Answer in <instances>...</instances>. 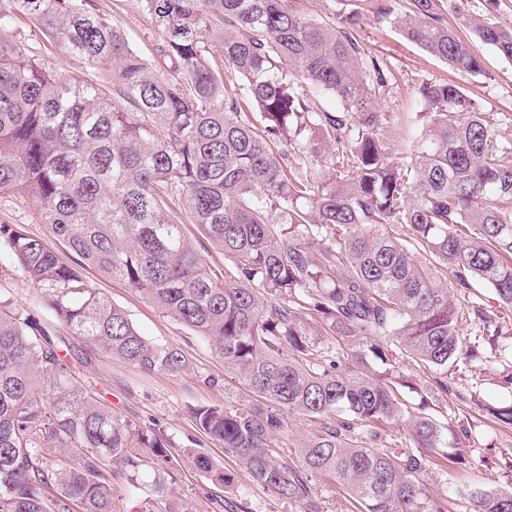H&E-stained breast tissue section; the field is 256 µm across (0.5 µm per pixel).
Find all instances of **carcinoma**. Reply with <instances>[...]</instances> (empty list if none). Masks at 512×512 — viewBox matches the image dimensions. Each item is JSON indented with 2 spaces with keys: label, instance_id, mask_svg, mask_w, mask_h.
I'll return each instance as SVG.
<instances>
[{
  "label": "carcinoma",
  "instance_id": "cac0c4a2",
  "mask_svg": "<svg viewBox=\"0 0 512 512\" xmlns=\"http://www.w3.org/2000/svg\"><path fill=\"white\" fill-rule=\"evenodd\" d=\"M141 3L161 31L154 62L87 0H0V194L28 200L74 263L22 224H0V251L70 335L143 373L177 376L191 361L143 336L83 270L207 344L254 403L198 404L190 418L300 512H322V483L343 488L351 512H454L428 481L470 468L448 440L474 424L442 421L430 401L512 427V403L478 400L481 380L467 397L454 387L491 356L512 384V129L460 86L425 83V146L395 157L374 107L394 75L354 36L358 10L326 23L293 0ZM409 4L382 0L376 17L453 70L482 72L435 0ZM19 14L111 84L53 73L7 34ZM460 21L512 60V27ZM217 50L253 111L227 97ZM318 92L341 108H320ZM203 238L228 267L207 262ZM69 353L0 298V512H120L116 475L150 488L152 512H193L169 491L175 443L112 410ZM291 414L313 429L287 448ZM184 453L213 486H233L208 454ZM464 499L512 512V484Z\"/></svg>",
  "mask_w": 512,
  "mask_h": 512
}]
</instances>
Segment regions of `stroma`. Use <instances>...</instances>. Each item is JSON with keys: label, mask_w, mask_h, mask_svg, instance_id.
Wrapping results in <instances>:
<instances>
[{"label": "stroma", "mask_w": 512, "mask_h": 512, "mask_svg": "<svg viewBox=\"0 0 512 512\" xmlns=\"http://www.w3.org/2000/svg\"><path fill=\"white\" fill-rule=\"evenodd\" d=\"M375 0H357L363 15L358 39L365 52L384 61L397 74V82L378 104L386 121L381 136L392 155L421 145L422 125L416 117V91L425 82H449L461 86L483 111L497 115L501 122L512 123V62L500 57L493 48L475 43L485 69L479 76H462L441 60L408 42L398 31L378 23L373 13ZM93 10L112 25L124 30L133 50L145 58H153L160 42L154 18L141 6V0H90ZM477 15L491 16L503 26H512V0H440L439 12L449 27H456L458 8ZM10 34L24 44L55 73L85 81L103 82L104 71L88 65L55 41L48 39L27 18L15 19ZM91 288L106 294L122 306L141 332L154 340L177 345L192 360L189 371L178 376L148 375L122 362L92 353L83 374L88 382L111 402L122 415L140 426L164 430L176 443L195 439L235 476L238 493L220 494L188 462H181L176 481L170 489L174 497L192 504L197 512H209L207 498L223 495L224 512H296L288 503L253 485L237 460L223 448L198 434L188 415L197 404L236 405L246 402L243 392L225 383L224 366L211 356L199 340L181 325L163 317L151 304L132 290L85 271ZM0 296L12 299L34 314L55 334L63 329L54 316L38 302L33 291L14 273L10 261L0 254ZM464 448L472 459V467L463 473L436 472L430 481L432 494L464 491L474 486H506L507 479L497 460L501 449L512 448V429L485 422Z\"/></svg>", "instance_id": "obj_1"}]
</instances>
